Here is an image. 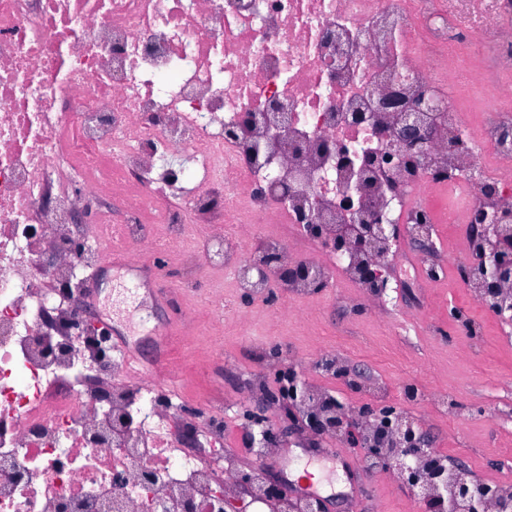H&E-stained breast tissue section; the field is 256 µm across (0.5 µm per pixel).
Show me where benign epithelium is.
I'll return each instance as SVG.
<instances>
[{
	"label": "benign epithelium",
	"instance_id": "7a95c632",
	"mask_svg": "<svg viewBox=\"0 0 512 512\" xmlns=\"http://www.w3.org/2000/svg\"><path fill=\"white\" fill-rule=\"evenodd\" d=\"M395 139L402 151H423L427 139L421 134L418 114L408 118ZM487 219V212L478 210L477 224L473 228L478 236H493L494 249L482 261L479 273L474 274L464 267L462 275L474 282L481 300L496 316L511 323L512 302L503 295V286L512 280V224H489ZM296 223L303 225L314 237L323 236V225L310 213H297ZM396 232L394 224H370L364 220L350 241L340 236L334 240V249L367 257L359 266V276L380 300L387 295L389 281L377 275L376 258L387 251L386 243L396 237ZM252 268L261 280L276 275L285 281H303L323 287L322 274L309 263L282 266L274 257L264 255L254 261ZM283 399L288 400L292 412L299 407L305 409V420L311 433L335 435L346 439L351 447L363 449L366 462H380L395 472L414 495L438 512H461L463 508L467 512H512L511 489L453 478L459 467L443 463L421 427L398 406L365 405L352 411L331 397L323 398L308 386L300 387L295 383L288 391L271 396L274 403ZM245 417L260 427L262 444L267 448L273 445L279 431L265 424L259 412L248 410ZM238 481L250 494L251 503H260L269 512H278V506L286 497L283 487L266 484L263 473L257 469L240 473Z\"/></svg>",
	"mask_w": 512,
	"mask_h": 512
}]
</instances>
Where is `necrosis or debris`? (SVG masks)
<instances>
[{
	"label": "necrosis or debris",
	"instance_id": "obj_1",
	"mask_svg": "<svg viewBox=\"0 0 512 512\" xmlns=\"http://www.w3.org/2000/svg\"><path fill=\"white\" fill-rule=\"evenodd\" d=\"M420 99L427 153L388 159ZM272 103L286 127L229 136ZM485 183L512 210V0H0V512H208L234 486L227 411L185 447L182 400L73 333L104 249L212 265L257 300L250 251L356 286L300 208L346 237L368 209L435 243L457 224L473 255ZM83 212L100 230L77 253Z\"/></svg>",
	"mask_w": 512,
	"mask_h": 512
}]
</instances>
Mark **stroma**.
<instances>
[{"label":"stroma","mask_w":512,"mask_h":512,"mask_svg":"<svg viewBox=\"0 0 512 512\" xmlns=\"http://www.w3.org/2000/svg\"><path fill=\"white\" fill-rule=\"evenodd\" d=\"M445 282L415 274L392 284L386 301L363 302L358 289L340 283L303 297H288L271 280L273 300L288 303V318L276 320L271 302H246L250 317L225 319L215 328L211 313L220 301L202 303L178 264L158 273L150 259L107 267L103 284L86 309L91 326L118 331L140 358L141 376H163L175 393L204 409L233 406L224 431V453L236 470L263 467L269 483L287 487L292 501L329 500L333 512H429L400 477L384 467L366 469L362 451L331 436L315 437L282 423L278 405L264 404L279 388L269 352L278 350L308 385L320 387L347 407L370 403L366 388H381L379 405L394 404L427 431L446 462L461 465L476 480L512 487V326L477 304L460 280L461 229L440 228ZM467 307L479 334L465 335L448 322V309ZM165 326L197 368L164 375L153 329ZM364 374L362 388L321 369L328 355ZM415 382L420 399L404 398V381ZM262 406L268 423L281 424L278 444L256 460L247 450L242 410Z\"/></svg>","instance_id":"1"}]
</instances>
